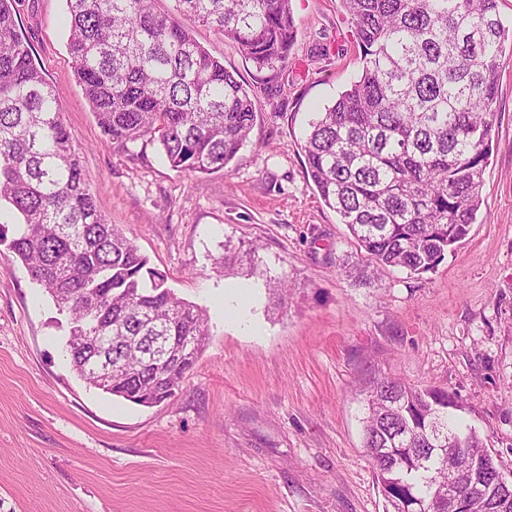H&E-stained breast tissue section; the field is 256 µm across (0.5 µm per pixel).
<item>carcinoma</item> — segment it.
Segmentation results:
<instances>
[{
    "label": "carcinoma",
    "instance_id": "carcinoma-1",
    "mask_svg": "<svg viewBox=\"0 0 512 512\" xmlns=\"http://www.w3.org/2000/svg\"><path fill=\"white\" fill-rule=\"evenodd\" d=\"M292 0H66L75 75L113 148L156 144L171 167L224 169L255 112L244 81L193 37L207 26L259 67L284 68L296 40ZM363 70L309 123L308 177L376 266L435 270L482 204L509 30L497 0H341ZM24 0H0V224L30 278L67 317L66 351L88 385L151 406L171 397L209 336L203 309L167 286L105 222L82 177L54 89L20 31ZM122 376L99 384L96 361ZM455 394L385 376L364 407V447L387 508L455 512L448 472L472 452L464 512H512V485Z\"/></svg>",
    "mask_w": 512,
    "mask_h": 512
}]
</instances>
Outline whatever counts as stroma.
Wrapping results in <instances>:
<instances>
[{
  "label": "stroma",
  "mask_w": 512,
  "mask_h": 512,
  "mask_svg": "<svg viewBox=\"0 0 512 512\" xmlns=\"http://www.w3.org/2000/svg\"><path fill=\"white\" fill-rule=\"evenodd\" d=\"M297 42L257 70L212 29L196 40L246 78L249 142L223 171L114 150L79 86L65 0H26L21 28L54 88L107 223L201 307L208 344L174 396L139 406L79 380L67 319L0 246V512H385L363 406L392 375L456 392L512 469V44L468 235L436 271L348 276L357 247L308 178L309 120L363 69L340 0H292ZM286 281L285 300L268 294ZM247 284L257 333L225 320ZM243 287H225L224 311L225 317L234 322L245 321L247 311L240 304L239 298L244 293Z\"/></svg>",
  "instance_id": "1"
}]
</instances>
